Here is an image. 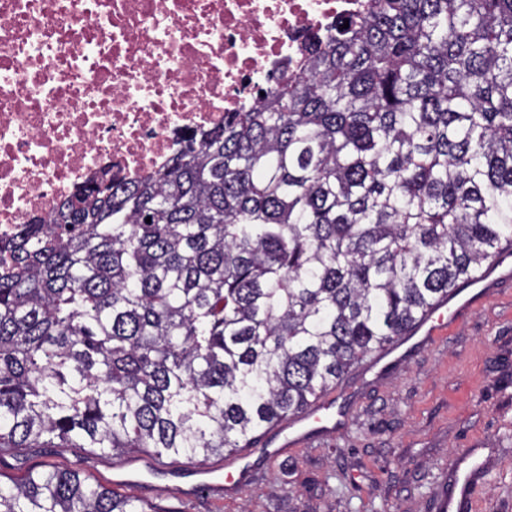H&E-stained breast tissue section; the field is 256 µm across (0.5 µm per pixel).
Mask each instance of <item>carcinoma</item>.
I'll list each match as a JSON object with an SVG mask.
<instances>
[{
    "mask_svg": "<svg viewBox=\"0 0 512 512\" xmlns=\"http://www.w3.org/2000/svg\"><path fill=\"white\" fill-rule=\"evenodd\" d=\"M344 22L160 170L0 240V456L249 448L512 245V0ZM0 512L160 510L47 464Z\"/></svg>",
    "mask_w": 512,
    "mask_h": 512,
    "instance_id": "obj_1",
    "label": "carcinoma"
}]
</instances>
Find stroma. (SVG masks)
<instances>
[{
	"mask_svg": "<svg viewBox=\"0 0 512 512\" xmlns=\"http://www.w3.org/2000/svg\"><path fill=\"white\" fill-rule=\"evenodd\" d=\"M328 398L346 415L343 432L277 458L255 451L260 480L233 495L197 490L196 468L182 457L124 491L163 512H437L449 460L471 450L486 468L474 512H512V285L386 372L348 374ZM48 463L79 465L106 487L116 477L108 455L35 448L0 457V480Z\"/></svg>",
	"mask_w": 512,
	"mask_h": 512,
	"instance_id": "1",
	"label": "stroma"
}]
</instances>
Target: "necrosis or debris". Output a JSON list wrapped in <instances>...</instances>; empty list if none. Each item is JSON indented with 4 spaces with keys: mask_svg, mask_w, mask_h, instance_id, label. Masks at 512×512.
I'll return each instance as SVG.
<instances>
[{
    "mask_svg": "<svg viewBox=\"0 0 512 512\" xmlns=\"http://www.w3.org/2000/svg\"><path fill=\"white\" fill-rule=\"evenodd\" d=\"M363 0H0V238L102 166L162 168Z\"/></svg>",
    "mask_w": 512,
    "mask_h": 512,
    "instance_id": "4bbe7bcc",
    "label": "necrosis or debris"
}]
</instances>
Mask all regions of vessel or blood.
<instances>
[{"instance_id": "obj_1", "label": "vessel or blood", "mask_w": 512, "mask_h": 512, "mask_svg": "<svg viewBox=\"0 0 512 512\" xmlns=\"http://www.w3.org/2000/svg\"><path fill=\"white\" fill-rule=\"evenodd\" d=\"M512 283V252L497 255L477 276L460 287L449 291L447 297L437 303L432 310L412 329L408 338L386 348L365 361L359 368L360 374L382 373L394 362L399 361L410 350L432 343L453 325L461 313L492 289ZM345 415L334 410L332 403H323L309 413L292 418L271 435L277 454L305 445L310 440L326 436L344 426ZM483 473L482 468H474L463 482L452 483L443 494L439 508L441 512H470L472 488Z\"/></svg>"}]
</instances>
